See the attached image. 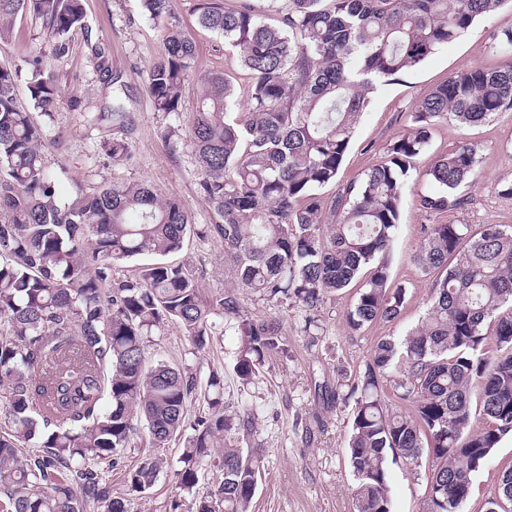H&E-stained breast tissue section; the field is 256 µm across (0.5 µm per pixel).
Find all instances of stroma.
I'll list each match as a JSON object with an SVG mask.
<instances>
[{
    "label": "stroma",
    "instance_id": "35a3bbf8",
    "mask_svg": "<svg viewBox=\"0 0 512 512\" xmlns=\"http://www.w3.org/2000/svg\"><path fill=\"white\" fill-rule=\"evenodd\" d=\"M198 0H177L175 21L196 43L195 75L183 86L184 112L196 104L197 77L218 70L235 84L248 81L236 54L220 35L199 26ZM82 28L70 35V51L54 71L61 89L50 120L61 142H48L47 151L58 173L62 201H70L76 186L148 181L159 197H177L196 223L207 224L211 212L198 191L200 171L195 149L185 131L168 134L169 119L155 112L148 93L146 73L163 50L164 22L148 20L141 0H85ZM512 30V0L476 20L457 41L438 49L424 63L397 79L378 83L359 116L355 133L342 162L336 185L323 190L331 196L337 184L362 178L378 164L388 145L411 127L416 102L452 75L474 66L493 67L506 54L493 50L494 35ZM51 41L34 17L18 16L11 40L0 42V66L16 69L19 101H27V83L34 57H49ZM121 79L125 105L134 119L127 140L131 160L113 161L112 123L102 117L111 110L114 79ZM463 143L476 146L479 180L468 192L465 208L429 214L415 204V195L427 185L418 175L439 155ZM411 173L412 190L400 210L399 228L391 257L393 284L408 289V303L392 322H378L352 331L346 321L356 299L349 288L328 300L322 310L323 333L318 338L302 331L300 308L266 302L247 291L238 298L249 316L277 319L285 352L269 358L265 367L245 384L235 373L238 338L234 330L201 353H193L181 328L166 322L146 344L149 359L162 358L179 367L208 376L217 370L224 377V399L245 400L252 407L257 438L261 442V478L252 512H352L354 477L347 462L354 403L330 396L342 374L362 368L380 336H401L420 322L428 308L431 280L423 276L412 258L420 244L424 224H505L512 226V196L503 188L512 181V110L474 125L448 123L436 127L426 151ZM177 261L189 264L202 288L214 293L232 288L234 279L218 241L187 240ZM154 453L145 429H138L118 466L111 472L112 493L128 499V512H169L172 501L182 499L174 470L181 449L178 443L162 448L168 465L146 494L127 496L126 476ZM512 465V438L503 440L488 466L474 479L464 512H485V502L501 469ZM392 512H421L425 485L423 470L397 463L390 467Z\"/></svg>",
    "mask_w": 512,
    "mask_h": 512
}]
</instances>
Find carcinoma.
Here are the masks:
<instances>
[{
  "mask_svg": "<svg viewBox=\"0 0 512 512\" xmlns=\"http://www.w3.org/2000/svg\"><path fill=\"white\" fill-rule=\"evenodd\" d=\"M175 2L142 0L144 15L170 18ZM504 2L288 0L271 24L250 0H201L198 23L223 36L251 74L246 111H231L236 88L209 71L198 78L195 110L183 116L182 86L197 48L175 23L147 73L154 110L186 120L212 213L197 226L177 198L159 199L146 181L80 186L61 202L45 153L49 126L18 101V70L0 67V512H128L102 465L118 464L139 423L155 448L183 439L175 476L192 497L189 512H249L260 453L242 440L256 434L253 409L227 410L214 370L203 383L190 368L148 363L145 340L176 322L199 352L231 323L236 374L248 383L284 351L281 327L248 316L232 291L204 293L192 268L165 257L180 253L196 227L199 240L224 243L237 287L299 307L312 337L321 334L326 300L348 288H357L351 330L397 319L408 291L390 284L389 254L406 178L437 124L473 125L512 110V61L435 87L384 160L331 198L321 190L336 183L376 83L419 66ZM23 13L52 40L51 61L33 60L27 86L30 103L49 118L59 97L52 63L68 55L84 4L0 0V42ZM110 120L114 130L133 129L118 95ZM477 163L471 144L436 158L423 173L433 189L418 196L420 209L463 208ZM420 237L414 260L433 276L425 316L400 340L379 338L345 383L355 402L347 454L353 512H391L392 460L427 467L422 512H463L474 476L512 437V227L423 224ZM149 256L155 261L133 276H112ZM201 385L208 413L191 422ZM214 455L221 481L199 495L201 465ZM161 468L159 458L144 460L128 474L129 491L150 490Z\"/></svg>",
  "mask_w": 512,
  "mask_h": 512,
  "instance_id": "1",
  "label": "carcinoma"
}]
</instances>
